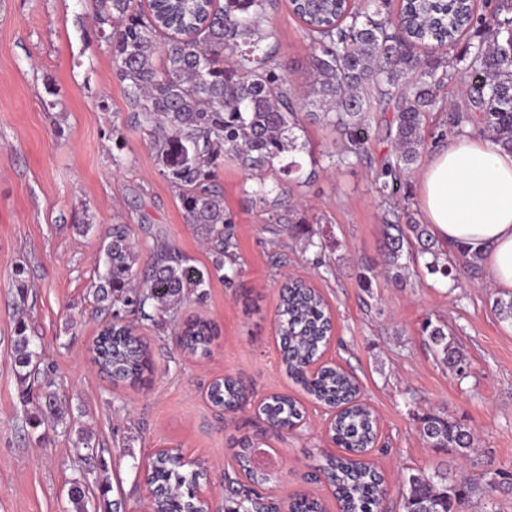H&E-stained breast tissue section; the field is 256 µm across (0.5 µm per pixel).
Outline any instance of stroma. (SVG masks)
Returning <instances> with one entry per match:
<instances>
[{
	"mask_svg": "<svg viewBox=\"0 0 512 512\" xmlns=\"http://www.w3.org/2000/svg\"><path fill=\"white\" fill-rule=\"evenodd\" d=\"M93 11L91 0H0V512H67L84 453L75 432L23 425L27 408L10 366L21 319L63 407L91 434L107 468L110 490L100 494L89 479L90 502L105 498L119 512H148L145 464L154 449L179 448L206 469L215 505L232 506L236 495L224 474L248 439L272 448L283 463L263 496L285 504L305 493L325 512H338L317 469L338 451L326 428L329 413L282 363L277 308L291 278L323 296L335 321L324 358L357 378L376 416L368 458L385 479V512H405L404 477L421 470L446 472L469 487L465 512H512V322L494 311L495 300L512 298V291L493 287L481 259L456 282L430 274L421 257L403 284L383 275L386 206L371 181L392 150L385 130L376 131L357 165L317 168L313 183L292 190L289 201L307 222L291 234L275 231L243 193V169L220 166L215 181L237 248L215 272L210 246L185 223L179 190L113 75ZM268 11L269 39L281 48L287 77L305 87L311 49L304 24L289 0H274ZM116 224L127 227L139 253L136 279H143L146 246L156 239L210 275L201 293L137 322L152 364L135 386L114 385L90 353L112 318L91 289ZM19 265L30 284L23 301L13 283ZM365 274L367 288L360 285ZM196 318L211 323L213 336L207 354L190 356L179 334ZM428 320L453 330L467 378L425 344L421 326ZM224 376L251 395L231 415L207 397L212 381ZM276 393L303 405L302 426L280 431L259 414L258 403ZM430 413L462 424L477 446L464 454L427 444L420 430Z\"/></svg>",
	"mask_w": 512,
	"mask_h": 512,
	"instance_id": "stroma-1",
	"label": "stroma"
}]
</instances>
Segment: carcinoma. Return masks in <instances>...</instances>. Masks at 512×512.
Returning a JSON list of instances; mask_svg holds the SVG:
<instances>
[{
  "instance_id": "obj_1",
  "label": "carcinoma",
  "mask_w": 512,
  "mask_h": 512,
  "mask_svg": "<svg viewBox=\"0 0 512 512\" xmlns=\"http://www.w3.org/2000/svg\"><path fill=\"white\" fill-rule=\"evenodd\" d=\"M270 0H148L143 10L136 0H93L100 38L108 44L113 71L124 86L134 115L149 127L156 155L179 189L185 223L209 241L214 269L224 268V256L236 248L232 219L224 211V193L215 171L224 161L237 163L254 183L246 193L268 213L269 222L291 230L307 220L287 204L288 183L300 186L315 177L298 160L313 155L301 139L304 121L336 129L340 145L321 153L330 168L362 160L373 132L376 111L393 112L387 136L395 153L384 160L371 181L372 190L391 205L382 217L387 244V276L404 279L405 249L417 241L431 255L428 272L457 280L475 256L461 246L454 259L440 261L428 225L409 209L394 203L405 196L407 176L427 146L429 112L448 111L447 132L461 133L468 125L493 145L512 152V0H402L392 12V0H290L292 11L305 24L310 41L313 80L304 93L288 83L286 63L276 46L264 44ZM110 29H105V26ZM474 33L458 54L451 50ZM427 38L443 47L440 53L420 50ZM455 81L468 83L467 101L447 109L443 92ZM271 178H266L267 173ZM151 255L144 287L131 288L139 254L123 224L112 225L105 246L104 272L93 298L105 307H130L146 320L205 287L203 272L172 256L159 240L147 246ZM279 332L286 348L288 376L304 385L319 402L339 409L330 432L351 457L324 458L319 470L334 488L339 512H378L383 505L384 479L360 459L375 443L374 418L357 396L356 379L342 369L324 365L313 377L306 367L317 360L332 330L325 304L317 291L302 282L287 287L278 307ZM446 324L428 320L422 326L426 341L454 373H464L465 360L448 340ZM211 326L204 321L185 325L182 350L207 353ZM93 360L114 382L135 384L149 365V353L133 324L120 311L103 326L92 347ZM36 351L17 326L12 344V370L22 396L30 394L29 380L37 374ZM216 407L237 411L248 402L246 387L232 377L217 380L208 390ZM264 416L275 428L291 430L303 418L298 402L275 394L265 401ZM24 422L36 430L48 422L66 423L55 396L47 394ZM422 435L434 447L459 448L467 453L471 433L461 424L429 414ZM255 442L242 444L239 464L248 481L263 486L272 477L253 465ZM157 512H208L192 494L194 472H182L176 454L160 459L154 468ZM406 512H462L468 490L448 482L441 473L419 471L405 479ZM89 486L85 476L68 489L72 512H88Z\"/></svg>"
}]
</instances>
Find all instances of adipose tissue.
<instances>
[{
	"mask_svg": "<svg viewBox=\"0 0 512 512\" xmlns=\"http://www.w3.org/2000/svg\"><path fill=\"white\" fill-rule=\"evenodd\" d=\"M434 235L487 260L495 287L512 289V153L467 137L435 153L420 173Z\"/></svg>",
	"mask_w": 512,
	"mask_h": 512,
	"instance_id": "1",
	"label": "adipose tissue"
}]
</instances>
